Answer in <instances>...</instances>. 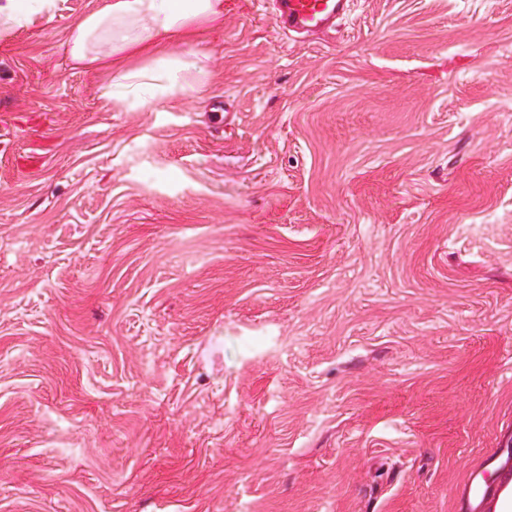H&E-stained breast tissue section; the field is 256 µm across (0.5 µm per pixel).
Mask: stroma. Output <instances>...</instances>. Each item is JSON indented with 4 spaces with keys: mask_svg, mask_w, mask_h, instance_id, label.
I'll use <instances>...</instances> for the list:
<instances>
[{
    "mask_svg": "<svg viewBox=\"0 0 512 512\" xmlns=\"http://www.w3.org/2000/svg\"><path fill=\"white\" fill-rule=\"evenodd\" d=\"M0 35V512H461L512 443V0H224L122 108ZM349 0H274L272 16L282 32L312 33L335 26Z\"/></svg>",
    "mask_w": 512,
    "mask_h": 512,
    "instance_id": "1",
    "label": "stroma"
}]
</instances>
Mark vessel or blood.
<instances>
[{
    "instance_id": "1",
    "label": "vessel or blood",
    "mask_w": 512,
    "mask_h": 512,
    "mask_svg": "<svg viewBox=\"0 0 512 512\" xmlns=\"http://www.w3.org/2000/svg\"><path fill=\"white\" fill-rule=\"evenodd\" d=\"M348 5L349 0H273L272 16L282 32L312 33L335 26ZM494 473L491 480L481 470L470 475L468 501L474 512H494L500 498L512 492V469L499 466Z\"/></svg>"
}]
</instances>
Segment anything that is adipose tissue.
Instances as JSON below:
<instances>
[{
	"label": "adipose tissue",
	"mask_w": 512,
	"mask_h": 512,
	"mask_svg": "<svg viewBox=\"0 0 512 512\" xmlns=\"http://www.w3.org/2000/svg\"><path fill=\"white\" fill-rule=\"evenodd\" d=\"M223 23L224 0H103L70 27L68 53L76 66L111 71L104 96L145 108L212 88L217 74L198 61L194 43Z\"/></svg>",
	"instance_id": "obj_1"
}]
</instances>
